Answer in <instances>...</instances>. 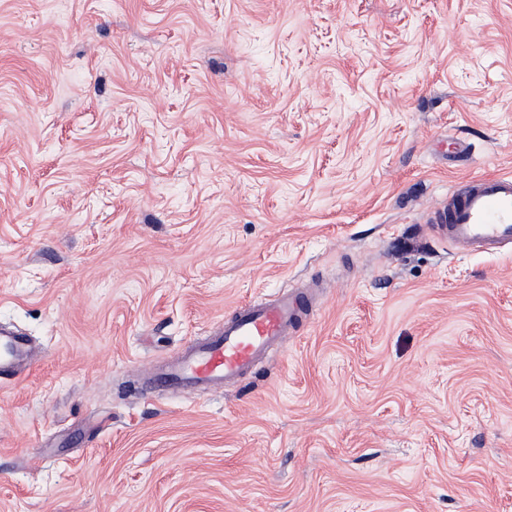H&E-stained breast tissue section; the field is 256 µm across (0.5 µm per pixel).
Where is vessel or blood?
<instances>
[{
  "instance_id": "vessel-or-blood-1",
  "label": "vessel or blood",
  "mask_w": 512,
  "mask_h": 512,
  "mask_svg": "<svg viewBox=\"0 0 512 512\" xmlns=\"http://www.w3.org/2000/svg\"><path fill=\"white\" fill-rule=\"evenodd\" d=\"M430 222L442 238L472 254H491L512 245V175L498 174L460 183L448 204L432 209ZM313 301L287 294L271 302L244 303L208 336L185 345L173 360L154 366L149 389L222 391L225 382L250 372L273 346L292 334ZM30 341L0 331V379L23 373L31 361Z\"/></svg>"
}]
</instances>
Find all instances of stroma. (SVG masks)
Here are the masks:
<instances>
[{
    "label": "stroma",
    "instance_id": "35a3bbf8",
    "mask_svg": "<svg viewBox=\"0 0 512 512\" xmlns=\"http://www.w3.org/2000/svg\"><path fill=\"white\" fill-rule=\"evenodd\" d=\"M512 0H0V512H512ZM316 307L140 398L241 303ZM430 222L448 243L471 254L512 245V175L460 183L448 204L431 210ZM32 356V346L26 336L0 331V379L17 378Z\"/></svg>",
    "mask_w": 512,
    "mask_h": 512
}]
</instances>
